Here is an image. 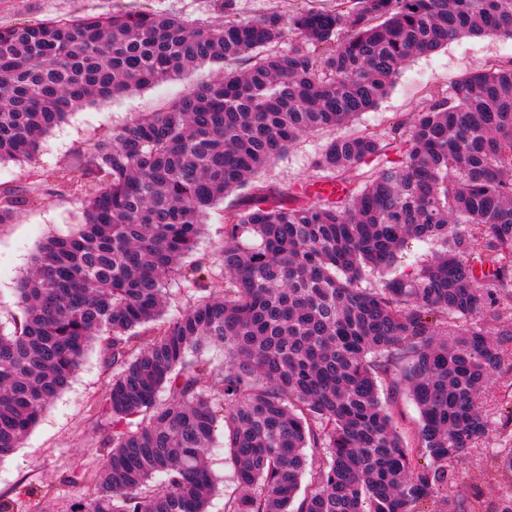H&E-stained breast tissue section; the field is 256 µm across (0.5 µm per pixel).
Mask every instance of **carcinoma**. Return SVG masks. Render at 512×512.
Here are the masks:
<instances>
[{
	"instance_id": "cac0c4a2",
	"label": "carcinoma",
	"mask_w": 512,
	"mask_h": 512,
	"mask_svg": "<svg viewBox=\"0 0 512 512\" xmlns=\"http://www.w3.org/2000/svg\"><path fill=\"white\" fill-rule=\"evenodd\" d=\"M221 6L209 27L151 9L0 27V164L35 161L83 105L222 67L78 165L93 189L83 223L39 244L14 330H0V460L97 343L112 369L111 447L69 512H208L219 430L237 484L225 512L446 505L451 465L490 433L483 392L512 375V59L383 134L331 139L315 161L329 194L257 175L372 110L410 58L461 36L512 40V0H336L253 20ZM244 189L247 204L224 211V286L210 288L184 258L207 209ZM26 203L1 185L0 223ZM409 239L430 257L365 286ZM176 279L199 296L165 320ZM206 347L229 356L217 391L192 359ZM382 382L414 401L413 433L398 430Z\"/></svg>"
}]
</instances>
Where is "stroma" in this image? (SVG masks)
<instances>
[{
	"label": "stroma",
	"mask_w": 512,
	"mask_h": 512,
	"mask_svg": "<svg viewBox=\"0 0 512 512\" xmlns=\"http://www.w3.org/2000/svg\"><path fill=\"white\" fill-rule=\"evenodd\" d=\"M221 0H0V26L36 23L53 17L106 14L115 9L148 8L171 14L193 26H214L224 20ZM334 8V0H235L239 18L253 19L277 12L291 14L297 7ZM512 58V40L484 34L455 40L447 47L411 58L388 96L362 114L358 128L387 130L416 112L418 106L450 83L482 70L489 62ZM218 67L204 66L172 76L148 88L115 96L101 105L72 112L43 140L36 161L0 165V183L27 190L31 201L14 219L0 224V329L11 332L20 311L16 304L19 280L31 267L36 246L45 238L71 231L82 219L89 188L79 177L77 158L86 156L92 143L132 119L159 111L192 85L215 77ZM329 133L300 138L261 174L264 184L284 187L307 185L316 176L314 161L329 140ZM245 192L225 197L209 209L205 230L190 256V263L208 269L214 284L224 271L220 250L224 244V211L244 204ZM111 372L105 370L98 348H91L69 387L44 412L19 448L0 460V496L16 497L14 512H67L72 498L89 494L92 465L102 452L112 425L102 411ZM484 407L493 431L480 447L465 451L455 464L457 488L476 497L479 512H497L502 496L512 485L496 477L498 456L512 448V384L497 380L486 392ZM32 494L17 496L19 484Z\"/></svg>",
	"instance_id": "35a3bbf8"
}]
</instances>
